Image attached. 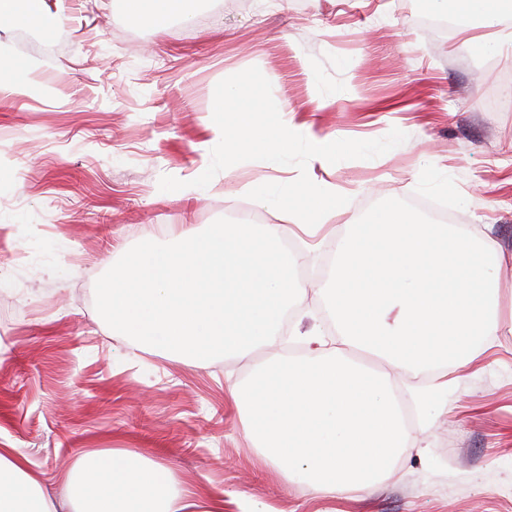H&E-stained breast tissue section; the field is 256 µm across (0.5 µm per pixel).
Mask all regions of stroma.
<instances>
[{
    "instance_id": "obj_1",
    "label": "stroma",
    "mask_w": 512,
    "mask_h": 512,
    "mask_svg": "<svg viewBox=\"0 0 512 512\" xmlns=\"http://www.w3.org/2000/svg\"><path fill=\"white\" fill-rule=\"evenodd\" d=\"M64 20L0 29V54L34 67L30 95L0 96V448L26 455L56 501L81 454L118 449L162 462L206 496L247 493L259 512H512V337L448 367L442 409L414 422L393 475L367 492L324 497L285 480L253 449L231 400L264 351L198 366L110 328L94 285L133 245L248 211L246 194L296 167L247 161L208 187L163 192L201 175L218 143L216 84L258 67L299 133L404 143L369 160H310V179L349 202L325 223L344 234L375 202L443 203L447 224L492 227L512 246V18L427 26L425 0H201L192 27L136 21L120 0H43ZM499 37L504 48L477 52ZM310 288L281 346L320 333L337 344L319 291L335 237L287 235Z\"/></svg>"
}]
</instances>
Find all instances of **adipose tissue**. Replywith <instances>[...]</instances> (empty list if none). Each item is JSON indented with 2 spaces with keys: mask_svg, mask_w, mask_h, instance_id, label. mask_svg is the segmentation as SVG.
I'll use <instances>...</instances> for the list:
<instances>
[{
  "mask_svg": "<svg viewBox=\"0 0 512 512\" xmlns=\"http://www.w3.org/2000/svg\"><path fill=\"white\" fill-rule=\"evenodd\" d=\"M63 483L62 508L26 456L0 448V512H224L223 499L179 486L164 464L113 449L77 458Z\"/></svg>",
  "mask_w": 512,
  "mask_h": 512,
  "instance_id": "1",
  "label": "adipose tissue"
}]
</instances>
